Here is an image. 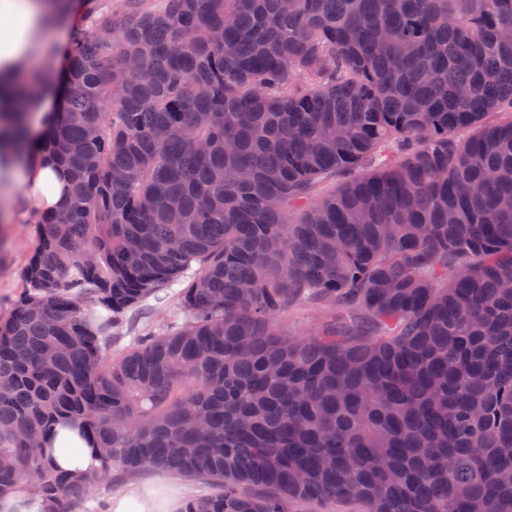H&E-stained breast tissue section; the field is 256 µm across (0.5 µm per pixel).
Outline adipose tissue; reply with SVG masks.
Segmentation results:
<instances>
[{"instance_id":"obj_1","label":"adipose tissue","mask_w":512,"mask_h":512,"mask_svg":"<svg viewBox=\"0 0 512 512\" xmlns=\"http://www.w3.org/2000/svg\"><path fill=\"white\" fill-rule=\"evenodd\" d=\"M55 0H0V99L10 100L30 76L47 43H63L64 29L55 23ZM58 110L48 88L27 95L23 113L28 133L38 137L50 127ZM21 184L25 205L57 211L69 201L66 170L54 159L33 151L22 153L9 138L0 139V187ZM43 455L56 469L91 471L97 466V445L81 436L75 420L57 424L44 439Z\"/></svg>"}]
</instances>
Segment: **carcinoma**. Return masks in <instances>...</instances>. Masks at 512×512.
I'll return each instance as SVG.
<instances>
[{
	"label": "carcinoma",
	"mask_w": 512,
	"mask_h": 512,
	"mask_svg": "<svg viewBox=\"0 0 512 512\" xmlns=\"http://www.w3.org/2000/svg\"><path fill=\"white\" fill-rule=\"evenodd\" d=\"M81 2L42 142L70 203L0 320V494L76 512L164 470L216 488L185 512H512V0ZM175 286L181 322L107 359ZM63 416L88 474L40 454ZM322 312L316 304H308L296 311L290 317V326L294 332L306 333L315 329L321 322ZM289 510L290 512H363L360 505L343 501L322 506L296 502L290 505Z\"/></svg>",
	"instance_id": "carcinoma-1"
}]
</instances>
